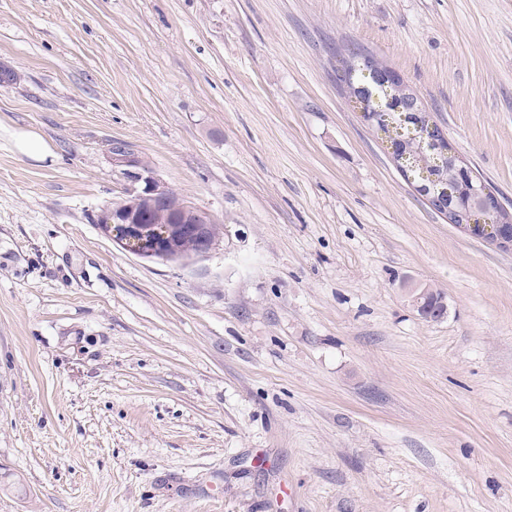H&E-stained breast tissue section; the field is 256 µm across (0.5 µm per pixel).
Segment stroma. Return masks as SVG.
Listing matches in <instances>:
<instances>
[{
	"label": "stroma",
	"mask_w": 512,
	"mask_h": 512,
	"mask_svg": "<svg viewBox=\"0 0 512 512\" xmlns=\"http://www.w3.org/2000/svg\"><path fill=\"white\" fill-rule=\"evenodd\" d=\"M353 43L512 204V0H0V512H512V251L405 180ZM112 139L205 258L101 230ZM13 136L16 149L27 158L38 163L51 156L49 145L36 131L19 130Z\"/></svg>",
	"instance_id": "1"
}]
</instances>
